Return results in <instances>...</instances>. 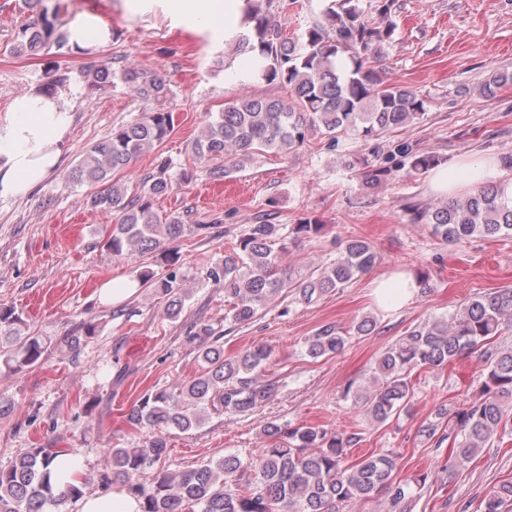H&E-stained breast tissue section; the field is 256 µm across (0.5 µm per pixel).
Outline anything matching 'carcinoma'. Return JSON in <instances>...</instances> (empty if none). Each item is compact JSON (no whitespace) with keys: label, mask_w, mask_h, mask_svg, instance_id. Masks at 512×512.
I'll list each match as a JSON object with an SVG mask.
<instances>
[{"label":"carcinoma","mask_w":512,"mask_h":512,"mask_svg":"<svg viewBox=\"0 0 512 512\" xmlns=\"http://www.w3.org/2000/svg\"><path fill=\"white\" fill-rule=\"evenodd\" d=\"M247 0V18L253 38L238 46L258 52L262 66L256 79L287 85L288 102L248 93L224 107L191 143V153L203 165L205 176L220 183L239 164L268 150L284 154L305 146L312 132L335 142L353 132L366 141L414 123L425 114L426 100L405 87L384 82L368 65L370 56L391 40L395 24L369 23L360 0H338L324 13V22L309 29L298 44L282 36L260 6ZM19 13L27 19L15 30L10 53L16 56L69 47L68 32L44 0H20ZM116 59L93 60L82 76L98 85L117 79L132 94L152 104L107 137L95 142L63 178L92 188L88 202L110 210L115 224L105 246L116 256L163 252L167 265L178 261L169 244L185 234L187 215L161 214L156 198L177 184L192 180L193 172L174 168L170 159L157 162L153 171L134 183L122 180L132 159L161 146L173 131L175 113L169 106L172 90L166 81ZM407 174H423L438 165V158L403 142L397 148ZM414 223L426 224L442 240L458 242L474 235L512 236V194L505 185H484L464 197L438 202L414 211ZM286 243L276 225L266 218L249 228L224 252V259L207 278L224 285L232 306L224 314L227 331L252 322L267 301L291 288L298 299L310 302L340 290L376 264L370 244L349 240L336 261L297 280L280 268ZM169 297L167 315L176 317L184 306L177 271L157 276L139 274ZM376 320L364 316L344 334L333 325L321 327L307 341L314 359L340 353L348 337L368 336ZM512 331V287L506 286L466 302L449 317H440L410 329L386 349L372 368L365 393L348 385L343 398L362 405L370 420L385 425L409 410L416 397L419 371L445 368L467 352L482 351L485 368L479 390L454 415L451 432L437 423L425 432L437 442L453 439L448 460L439 473L453 477L471 463L494 438L512 439V346H493V339ZM189 341H200L201 372L178 391L155 388L145 393L127 414L136 429L164 428L181 433L201 427L209 416L247 412L270 399L277 382L263 378L268 352L260 346L231 355L224 353L221 332L196 324ZM51 340L34 336L27 322L11 307H0V365L10 373L37 366ZM268 446L254 462L227 455L179 473L160 470L150 486L137 475L168 454L165 436L157 435L127 448H111L112 471L142 501L141 512H344L384 499L386 512H411L418 489L429 473L402 478L397 472L399 453L371 454L356 463L348 460L357 434L320 426L264 427ZM56 452L33 448L7 468H0V512H53L69 500L91 493L82 481L63 490L53 488L47 468ZM479 512H512V481L490 491Z\"/></svg>","instance_id":"obj_1"}]
</instances>
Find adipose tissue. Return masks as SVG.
<instances>
[{
    "label": "adipose tissue",
    "instance_id": "ef3b65f1",
    "mask_svg": "<svg viewBox=\"0 0 512 512\" xmlns=\"http://www.w3.org/2000/svg\"><path fill=\"white\" fill-rule=\"evenodd\" d=\"M168 10L176 21L228 41L250 30L246 0H168ZM72 123L62 96L33 88L12 100L0 117V200L25 197L56 172ZM501 168L495 158L442 166L432 171L430 188L449 196L464 183H498ZM373 288L379 307L387 312L413 301L421 285L413 273L398 271L376 280Z\"/></svg>",
    "mask_w": 512,
    "mask_h": 512
}]
</instances>
